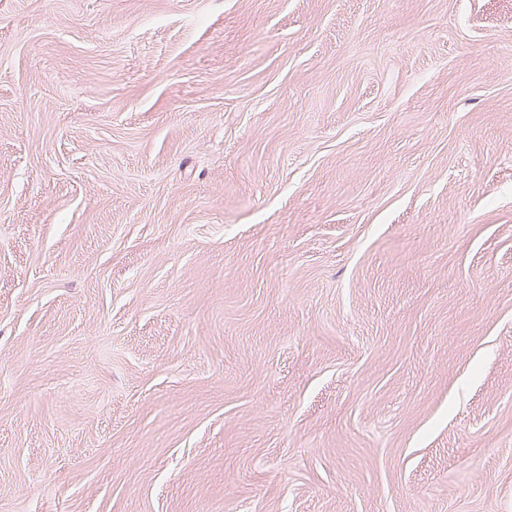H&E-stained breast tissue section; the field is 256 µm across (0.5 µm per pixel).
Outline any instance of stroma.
<instances>
[{"label": "stroma", "instance_id": "obj_1", "mask_svg": "<svg viewBox=\"0 0 512 512\" xmlns=\"http://www.w3.org/2000/svg\"><path fill=\"white\" fill-rule=\"evenodd\" d=\"M0 512H512V0H0Z\"/></svg>", "mask_w": 512, "mask_h": 512}]
</instances>
